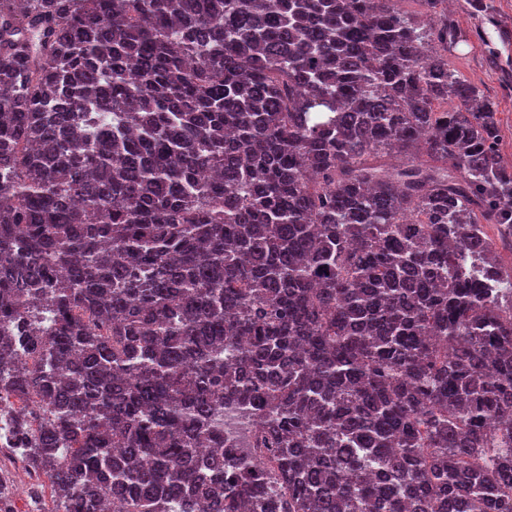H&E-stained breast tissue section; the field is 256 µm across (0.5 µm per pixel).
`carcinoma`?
Returning a JSON list of instances; mask_svg holds the SVG:
<instances>
[{"label":"carcinoma","mask_w":512,"mask_h":512,"mask_svg":"<svg viewBox=\"0 0 512 512\" xmlns=\"http://www.w3.org/2000/svg\"><path fill=\"white\" fill-rule=\"evenodd\" d=\"M397 2L0 0V403L54 512H512V167Z\"/></svg>","instance_id":"cac0c4a2"}]
</instances>
